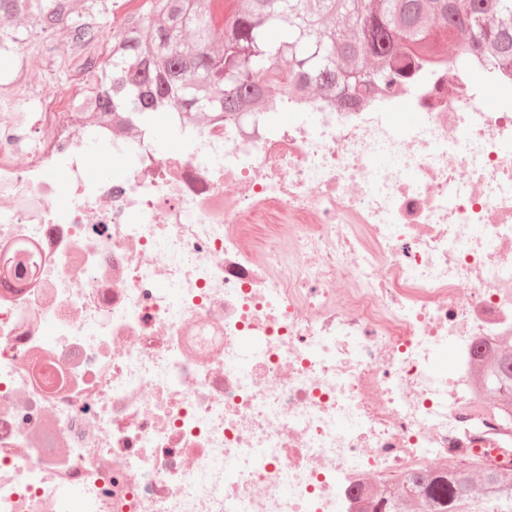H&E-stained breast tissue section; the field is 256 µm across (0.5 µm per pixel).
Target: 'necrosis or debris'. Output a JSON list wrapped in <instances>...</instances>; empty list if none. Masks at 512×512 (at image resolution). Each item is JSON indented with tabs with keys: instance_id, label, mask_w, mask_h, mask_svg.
Returning a JSON list of instances; mask_svg holds the SVG:
<instances>
[{
	"instance_id": "necrosis-or-debris-1",
	"label": "necrosis or debris",
	"mask_w": 512,
	"mask_h": 512,
	"mask_svg": "<svg viewBox=\"0 0 512 512\" xmlns=\"http://www.w3.org/2000/svg\"><path fill=\"white\" fill-rule=\"evenodd\" d=\"M0 79V512H363L512 467L473 380L512 335V69L150 129ZM499 96L486 107L482 98ZM409 111L400 125L396 113ZM94 142L123 162L103 179ZM451 359L437 366L439 351Z\"/></svg>"
}]
</instances>
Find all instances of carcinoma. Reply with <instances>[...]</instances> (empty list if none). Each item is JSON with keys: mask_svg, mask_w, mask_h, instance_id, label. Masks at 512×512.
<instances>
[{"mask_svg": "<svg viewBox=\"0 0 512 512\" xmlns=\"http://www.w3.org/2000/svg\"><path fill=\"white\" fill-rule=\"evenodd\" d=\"M100 0H0L9 39L64 28L69 47L87 48L95 27L84 21ZM212 0H154L120 28L112 67L99 75L107 93L96 108L129 112L146 126L159 112L192 120L209 112H260L271 89L291 85L351 100L370 85H391L441 62V35L491 68L512 64V0H239L212 37ZM401 47L395 48V38ZM481 399L512 419V335L490 344L477 361ZM471 469L415 473L385 488L370 512H512V472Z\"/></svg>", "mask_w": 512, "mask_h": 512, "instance_id": "obj_1", "label": "carcinoma"}]
</instances>
